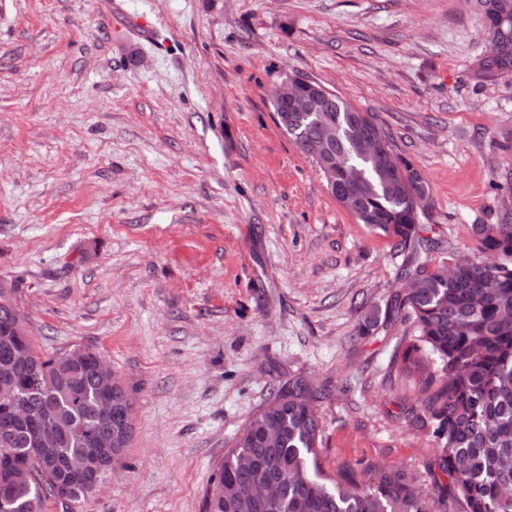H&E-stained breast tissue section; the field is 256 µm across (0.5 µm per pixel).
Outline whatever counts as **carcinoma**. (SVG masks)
Masks as SVG:
<instances>
[{
  "instance_id": "cac0c4a2",
  "label": "carcinoma",
  "mask_w": 512,
  "mask_h": 512,
  "mask_svg": "<svg viewBox=\"0 0 512 512\" xmlns=\"http://www.w3.org/2000/svg\"><path fill=\"white\" fill-rule=\"evenodd\" d=\"M491 2L495 9L480 17L482 28H498L477 65L486 80L512 74V0ZM368 132L392 151L373 114L340 96L333 111L300 112L287 130L321 172L323 161L333 163L337 202L355 198L350 213L360 223L390 238L395 249L415 254L420 236L414 199L430 188L405 158L388 168L383 157L360 151ZM471 232L477 249L494 262L454 254L431 265L415 257L398 272V278L412 279V287L390 300L412 328L401 338L393 366L423 393L412 420L437 442L430 467L437 509L401 470L367 465L336 477L327 473L319 455L317 392L294 378L253 413L224 454L203 512H512V224H473ZM79 349L38 352L30 337L11 330L0 304V376L12 378L32 411L27 425L14 427L10 449L0 450V498L10 501L9 512H32V505L55 496L57 486L75 504L93 494L96 467L77 475L60 465L86 455L91 436L106 428L96 414L102 390L92 356L77 354ZM45 422L55 451L49 472L31 452V438ZM20 466L35 473L26 488L8 479ZM266 476L280 482L273 504L257 503L249 493L248 479Z\"/></svg>"
}]
</instances>
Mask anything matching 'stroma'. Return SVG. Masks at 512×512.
I'll return each mask as SVG.
<instances>
[{"label": "stroma", "mask_w": 512, "mask_h": 512, "mask_svg": "<svg viewBox=\"0 0 512 512\" xmlns=\"http://www.w3.org/2000/svg\"><path fill=\"white\" fill-rule=\"evenodd\" d=\"M469 0H0V280L36 347L100 351L129 448L75 512H202L246 420L317 390L328 472L429 482L392 367L407 255L345 210L274 119L299 74L372 113L430 186L438 262L512 223V75L479 78Z\"/></svg>", "instance_id": "1"}]
</instances>
